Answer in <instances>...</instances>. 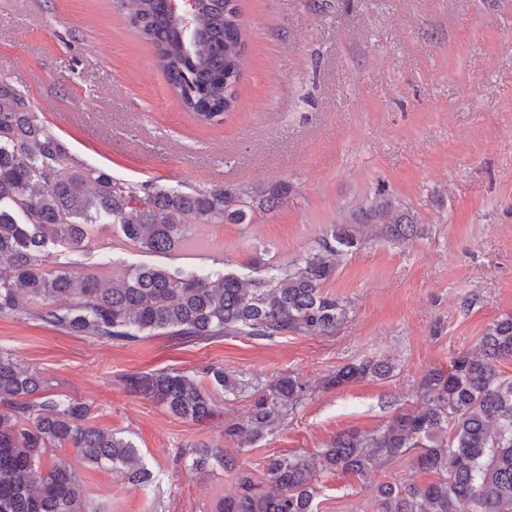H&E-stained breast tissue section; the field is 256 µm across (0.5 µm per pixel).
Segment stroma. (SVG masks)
I'll return each mask as SVG.
<instances>
[{
	"mask_svg": "<svg viewBox=\"0 0 512 512\" xmlns=\"http://www.w3.org/2000/svg\"><path fill=\"white\" fill-rule=\"evenodd\" d=\"M247 32L236 108L207 124L172 93L133 23L132 0H0V77L66 143L113 178L187 192L261 191L287 183L272 213L197 225L151 254L105 225L100 247H51L53 266L120 281L160 265L248 279L294 266L335 224L381 197L423 229L367 238L325 292L348 315L331 336L170 335L103 343L0 315V353L38 372L47 393L91 406L89 423L137 446L158 489L132 488L109 467L76 472L97 512H214L236 491L221 467L192 469L194 444H216L256 481L268 460L308 455L336 434L372 432L413 408L423 376L476 349L512 313V0H239ZM388 359L385 379L324 388L363 359ZM223 366L264 386L294 376L309 390L254 444L225 439L248 394L213 390L218 413L192 422L133 395L134 372ZM317 512H377L358 476L325 475Z\"/></svg>",
	"mask_w": 512,
	"mask_h": 512,
	"instance_id": "obj_1",
	"label": "stroma"
}]
</instances>
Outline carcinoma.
Here are the masks:
<instances>
[{"mask_svg": "<svg viewBox=\"0 0 512 512\" xmlns=\"http://www.w3.org/2000/svg\"><path fill=\"white\" fill-rule=\"evenodd\" d=\"M240 17L239 0H194L187 21L172 10V0H135V24L164 59L169 86L184 110L205 123L237 106L236 84L247 62ZM287 198L286 183L259 193L135 188L103 170L76 165L25 94L0 79V262L10 268L9 275H0V314H20L104 342L152 335L194 341L330 336L347 312L324 285L365 243L363 231L351 224L332 225L302 264L270 266L248 280L150 266L116 284L50 266L51 244L89 249L85 225L117 224L125 240L166 254L196 224L240 222L249 212L274 211ZM359 222L395 240L417 233V225L384 199L362 209ZM508 358L512 314L491 323L479 350H462L448 370L427 373L418 408L394 415L371 433L344 430L309 457L269 460L265 488L217 446L194 447L192 466L216 463L236 472L237 492L220 500L217 512H316L321 475L338 471L373 488L378 512H512V379L501 378L497 369ZM391 369L386 360L364 359L329 375L327 385L383 379ZM205 375L227 393L243 387L222 366L206 367ZM125 385L184 419L201 422L217 411L212 393L179 370L132 373ZM44 390L41 375L0 354V512H96L67 460L43 462L50 450L66 446L88 466L108 465L142 490L156 487V475L131 440L88 424V405ZM305 393V385L291 376L255 390L248 418L225 427L224 438L255 443ZM400 457L437 479L425 486L410 479L375 482L374 473Z\"/></svg>", "mask_w": 512, "mask_h": 512, "instance_id": "carcinoma-1", "label": "carcinoma"}]
</instances>
